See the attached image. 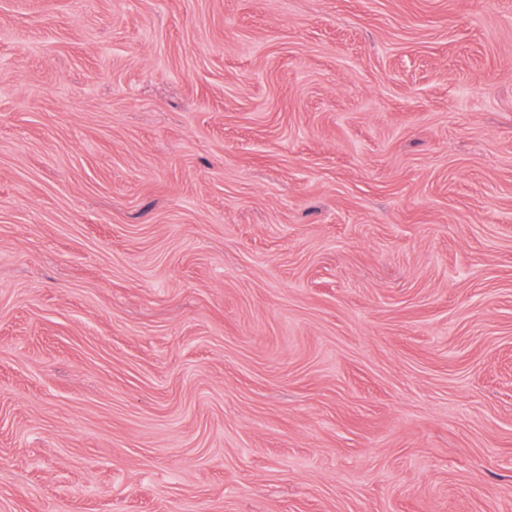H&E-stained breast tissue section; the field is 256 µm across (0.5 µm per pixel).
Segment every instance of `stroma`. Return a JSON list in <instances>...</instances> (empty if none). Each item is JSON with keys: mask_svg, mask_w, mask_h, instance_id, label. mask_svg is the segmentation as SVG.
<instances>
[{"mask_svg": "<svg viewBox=\"0 0 512 512\" xmlns=\"http://www.w3.org/2000/svg\"><path fill=\"white\" fill-rule=\"evenodd\" d=\"M0 512H512V0H0Z\"/></svg>", "mask_w": 512, "mask_h": 512, "instance_id": "35a3bbf8", "label": "stroma"}]
</instances>
